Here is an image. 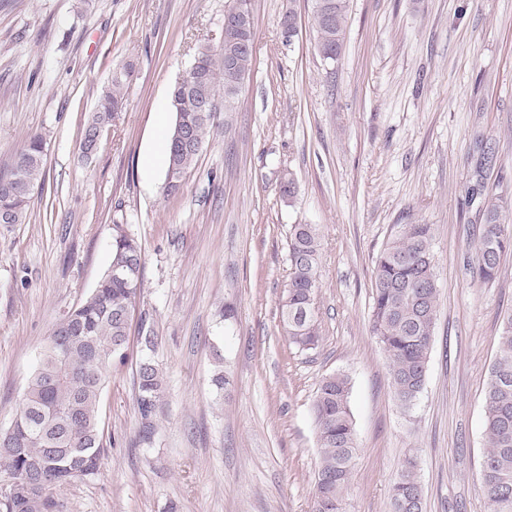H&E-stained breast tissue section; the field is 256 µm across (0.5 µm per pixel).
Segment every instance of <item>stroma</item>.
Returning a JSON list of instances; mask_svg holds the SVG:
<instances>
[{
    "label": "stroma",
    "instance_id": "1",
    "mask_svg": "<svg viewBox=\"0 0 512 512\" xmlns=\"http://www.w3.org/2000/svg\"><path fill=\"white\" fill-rule=\"evenodd\" d=\"M230 0H0V175L30 136L46 180L25 223L0 224V429L16 416L54 324L111 260L114 225L142 248L124 358L100 399L98 473L54 489L55 512H312L323 376L351 381L357 451L347 512H389L416 454L425 512H490L478 472L483 394L512 251L472 282L483 183L512 203V0H350L344 48L316 49L311 0H249L254 67L178 193L146 171L156 118L198 47L219 48ZM293 10L298 36L279 20ZM126 107L92 161L77 143L113 71ZM495 158L476 175V138ZM292 175L295 201L279 185ZM433 227L443 285L423 393L403 413L370 333L374 261L401 224ZM321 238L316 349L289 344L278 300L288 232ZM162 395L137 404L140 331Z\"/></svg>",
    "mask_w": 512,
    "mask_h": 512
}]
</instances>
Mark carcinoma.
<instances>
[{"label": "carcinoma", "mask_w": 512, "mask_h": 512, "mask_svg": "<svg viewBox=\"0 0 512 512\" xmlns=\"http://www.w3.org/2000/svg\"><path fill=\"white\" fill-rule=\"evenodd\" d=\"M317 50L324 60L341 56L348 0H312ZM253 30L224 28L220 51L202 46L188 73L191 89L170 90L175 122L169 133L167 184L176 193L194 167L220 111L232 112L252 71ZM128 64L112 72L111 85L85 118L78 143L82 155L98 145L94 130L112 124L124 107L121 89L131 76ZM45 143L31 136L10 174L0 177V224L25 223L34 188L45 182ZM504 198L486 194L481 208L472 280L489 283L502 255L512 248V226L504 222ZM320 236L314 224H293L288 235L287 288L278 303L288 341L300 351L317 348ZM124 274L117 276L113 268ZM141 248L122 225H113L112 256L92 292L68 310L46 338L31 373L20 409L0 431V463L18 490L0 497V512H53L51 489L99 471L103 434L99 413L106 371L123 356L131 308L140 287ZM442 284L435 272L430 224H400L376 258L372 281L370 331L386 354L395 398L411 411L424 389ZM144 354L137 371L140 414L152 416L162 392L152 357L156 336L141 337ZM350 380L324 376L312 403L319 448L312 512H345L357 444L350 411ZM484 451L479 483L491 512H512V313L503 317L497 353L484 393ZM416 456H409L389 492L390 512H423L424 489Z\"/></svg>", "instance_id": "obj_1"}]
</instances>
